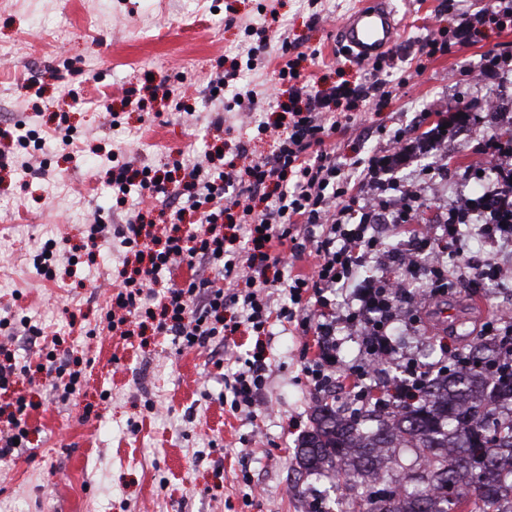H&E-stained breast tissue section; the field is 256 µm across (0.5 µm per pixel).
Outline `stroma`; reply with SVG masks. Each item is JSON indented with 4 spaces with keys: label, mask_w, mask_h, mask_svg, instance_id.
Returning <instances> with one entry per match:
<instances>
[{
    "label": "stroma",
    "mask_w": 512,
    "mask_h": 512,
    "mask_svg": "<svg viewBox=\"0 0 512 512\" xmlns=\"http://www.w3.org/2000/svg\"><path fill=\"white\" fill-rule=\"evenodd\" d=\"M360 0H0V41L26 50L0 65V346L32 370L0 391V428L16 395H25L29 434L0 468V512H307L312 501L337 512L338 491L322 478L297 474L298 441L316 402L301 373L305 342L292 327L269 335L235 334L221 343L178 350L156 336L145 313L133 316L132 338L112 332L106 319L119 289L116 270L127 256L120 231L138 189L112 193L113 152L133 169L155 170L183 156H218L234 134L251 159L271 153L273 138L243 121L232 97L209 101L207 83L219 68L238 67L240 81L260 96L287 85L279 41L298 52L295 68L319 86L363 80L359 65L338 47V30ZM490 0H389L402 22L392 48L393 76L406 88L356 101L355 124L327 140L337 160L387 148L389 134L414 126L422 113L445 105L470 122L430 155L448 164L457 190L466 191L491 130L512 131V113L489 117L484 91L467 73L485 59L512 65V23L477 27L464 45L421 55L426 30L451 35L462 11ZM278 34L267 55L247 66L249 27ZM316 59H308V52ZM175 84L174 98L157 94ZM42 130V149L19 146L16 125ZM112 231L95 254L86 250L95 211ZM50 240L65 251L54 279L33 259ZM431 316L447 308L446 327L412 326L419 307ZM512 323V288L450 287L428 301L419 287L398 303L393 334L408 356L437 361L441 344L479 343L485 322ZM37 327L28 340L22 326ZM58 341V357L87 361L81 384L65 393L63 379L43 371L44 344ZM267 364V384L252 412L231 411V376L254 348Z\"/></svg>",
    "instance_id": "35a3bbf8"
}]
</instances>
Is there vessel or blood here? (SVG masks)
I'll list each match as a JSON object with an SVG mask.
<instances>
[{"mask_svg": "<svg viewBox=\"0 0 512 512\" xmlns=\"http://www.w3.org/2000/svg\"><path fill=\"white\" fill-rule=\"evenodd\" d=\"M399 23L387 0H363L341 25L339 45L365 64L385 56L396 41Z\"/></svg>", "mask_w": 512, "mask_h": 512, "instance_id": "obj_1", "label": "vessel or blood"}]
</instances>
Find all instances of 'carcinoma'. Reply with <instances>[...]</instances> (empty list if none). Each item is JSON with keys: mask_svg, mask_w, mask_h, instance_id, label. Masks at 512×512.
Wrapping results in <instances>:
<instances>
[{"mask_svg": "<svg viewBox=\"0 0 512 512\" xmlns=\"http://www.w3.org/2000/svg\"><path fill=\"white\" fill-rule=\"evenodd\" d=\"M483 341L464 351L470 368L425 384L415 403L380 409L369 404L346 415L321 399L297 451L298 474L370 482L364 497L352 495L345 512H495L512 505V376L490 378ZM404 442L421 451V473L406 470L397 455Z\"/></svg>", "mask_w": 512, "mask_h": 512, "instance_id": "cac0c4a2", "label": "carcinoma"}]
</instances>
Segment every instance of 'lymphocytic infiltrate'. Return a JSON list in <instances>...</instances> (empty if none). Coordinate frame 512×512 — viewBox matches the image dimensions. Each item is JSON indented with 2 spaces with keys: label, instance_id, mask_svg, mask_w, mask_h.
<instances>
[{
  "label": "lymphocytic infiltrate",
  "instance_id": "1",
  "mask_svg": "<svg viewBox=\"0 0 512 512\" xmlns=\"http://www.w3.org/2000/svg\"><path fill=\"white\" fill-rule=\"evenodd\" d=\"M287 102L261 98L253 88L237 85L241 106L249 112H280L274 122V150L265 160L245 171H212L210 166H190L186 182L171 185L169 177L156 178L142 172L141 192L163 197L169 206L172 231L165 238L141 243L143 214L129 220L123 242L133 249L139 265L120 270V288L112 306L120 317L110 328L125 324L126 314L154 300L159 312L153 331L171 337L179 349L201 348L224 333V309L240 305L241 324L264 334L271 319L291 323L298 335L312 338L315 354L301 352V372L318 394L336 381L348 384L353 404L368 401L410 400L429 379L463 366L461 350L445 345L443 357L421 363L401 353L390 334L394 302L409 286L396 276L377 280L358 279V271L380 252L377 227L394 225L402 243L428 259V266L410 264L411 273L423 275L431 285V297L444 293L449 281L445 256L461 247L463 228L480 219L481 236L494 244L512 245V169L502 159L512 155V141L493 133L484 137L480 167L495 173V181L479 197L467 200L465 208H449L446 221L428 214L410 190L390 197L396 189V173L442 140L444 130H455L460 117L441 110L425 131L399 128L390 136L393 147L385 154H372L345 162L337 161L325 140L354 121L341 111L342 102L358 99L361 87L346 83L310 90L293 66ZM264 193L266 205L255 211L252 202ZM195 215L197 228H183L185 214ZM319 230L315 270L309 276L284 277L280 273L302 248L297 231L302 226ZM247 262H240L241 253ZM181 264L191 274L182 282L164 287L159 275ZM205 264L212 276L197 274ZM288 294L291 304L272 309L269 290ZM355 330L361 364L343 366L340 329ZM394 365L398 378L386 386L372 384L375 368ZM265 385L264 362L246 361L230 385L232 409L250 408Z\"/></svg>",
  "mask_w": 512,
  "mask_h": 512
}]
</instances>
